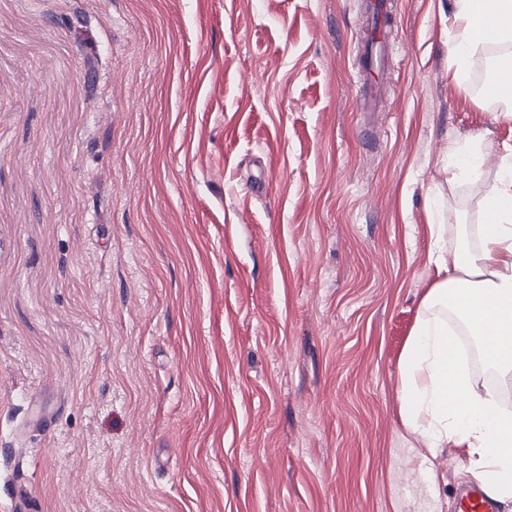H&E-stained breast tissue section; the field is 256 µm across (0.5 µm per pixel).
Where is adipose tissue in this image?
I'll list each match as a JSON object with an SVG mask.
<instances>
[{
    "mask_svg": "<svg viewBox=\"0 0 512 512\" xmlns=\"http://www.w3.org/2000/svg\"><path fill=\"white\" fill-rule=\"evenodd\" d=\"M458 30L448 60L463 66L491 44L512 46V0H454ZM481 136L453 142L444 170L449 178L483 184L478 245L446 255L455 224L434 230L430 260L439 274L399 362L400 417L430 449L461 448L469 471L487 495L512 501V414L492 390L470 378L448 332L454 311L475 336L485 362L512 376V145H503L496 182L484 184Z\"/></svg>",
    "mask_w": 512,
    "mask_h": 512,
    "instance_id": "adipose-tissue-1",
    "label": "adipose tissue"
}]
</instances>
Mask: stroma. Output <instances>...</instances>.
Listing matches in <instances>:
<instances>
[{
  "label": "stroma",
  "instance_id": "1",
  "mask_svg": "<svg viewBox=\"0 0 512 512\" xmlns=\"http://www.w3.org/2000/svg\"><path fill=\"white\" fill-rule=\"evenodd\" d=\"M0 0V512H455L398 366L512 122L453 0ZM374 9L369 41L363 45L362 62L368 73V82L362 91L363 109L375 106L385 74V47L391 24L388 0H372Z\"/></svg>",
  "mask_w": 512,
  "mask_h": 512
}]
</instances>
